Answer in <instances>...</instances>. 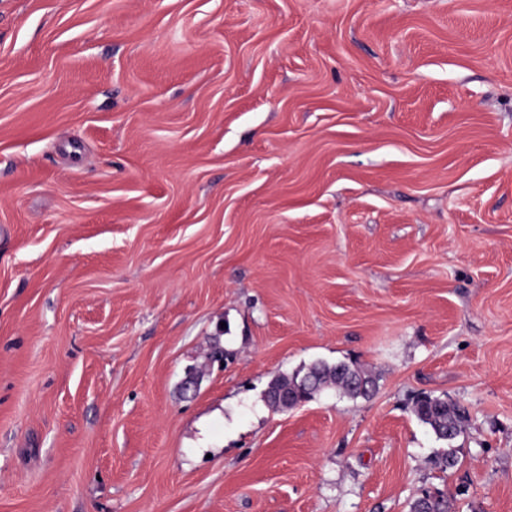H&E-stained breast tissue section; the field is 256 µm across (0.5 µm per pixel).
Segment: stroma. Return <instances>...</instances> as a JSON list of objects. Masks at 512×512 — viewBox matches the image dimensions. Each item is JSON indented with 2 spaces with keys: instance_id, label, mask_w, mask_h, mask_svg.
<instances>
[{
  "instance_id": "35a3bbf8",
  "label": "stroma",
  "mask_w": 512,
  "mask_h": 512,
  "mask_svg": "<svg viewBox=\"0 0 512 512\" xmlns=\"http://www.w3.org/2000/svg\"><path fill=\"white\" fill-rule=\"evenodd\" d=\"M425 489L512 512V0H0V512ZM366 387L360 390V385ZM377 378L362 366L346 362L330 365L323 361L313 362L300 376L280 374L273 378L264 393L267 405L275 411H286L294 399L305 397L311 400L325 390H334L343 397L355 401L359 398L368 399L376 391ZM286 391L292 394V401H277L272 396L274 392ZM413 413L421 423L431 429L438 441L449 445L448 448H442L438 457L439 465L444 469L454 466V449L450 445L462 432L465 409L456 403L449 404L448 400L425 395L416 400Z\"/></svg>"
}]
</instances>
